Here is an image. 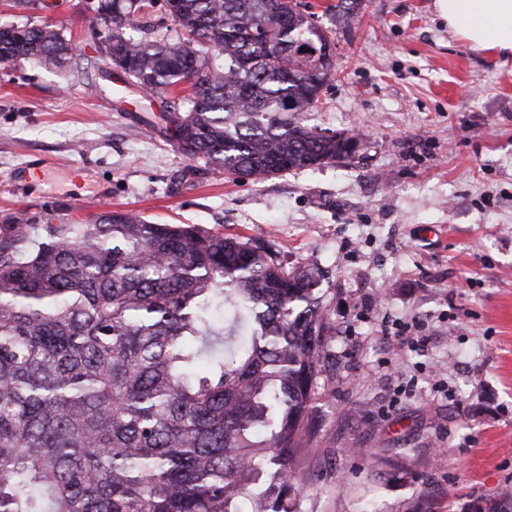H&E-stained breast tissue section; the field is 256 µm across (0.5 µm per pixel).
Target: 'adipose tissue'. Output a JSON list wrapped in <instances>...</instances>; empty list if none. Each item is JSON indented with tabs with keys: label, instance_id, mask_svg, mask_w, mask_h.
<instances>
[{
	"label": "adipose tissue",
	"instance_id": "obj_1",
	"mask_svg": "<svg viewBox=\"0 0 512 512\" xmlns=\"http://www.w3.org/2000/svg\"><path fill=\"white\" fill-rule=\"evenodd\" d=\"M448 28L470 45L492 53H512V0H437Z\"/></svg>",
	"mask_w": 512,
	"mask_h": 512
}]
</instances>
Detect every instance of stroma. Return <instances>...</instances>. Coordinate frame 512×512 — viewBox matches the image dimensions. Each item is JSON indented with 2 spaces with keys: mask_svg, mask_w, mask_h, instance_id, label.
<instances>
[{
  "mask_svg": "<svg viewBox=\"0 0 512 512\" xmlns=\"http://www.w3.org/2000/svg\"><path fill=\"white\" fill-rule=\"evenodd\" d=\"M304 2L336 46L305 118L360 133L349 158L238 180L182 156L139 91L0 63V215L132 211L317 261L336 335L301 512H475L512 489V57L435 0ZM36 21L85 46L101 26L87 0Z\"/></svg>",
  "mask_w": 512,
  "mask_h": 512,
  "instance_id": "35a3bbf8",
  "label": "stroma"
}]
</instances>
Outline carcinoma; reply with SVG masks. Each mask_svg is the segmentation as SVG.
<instances>
[{
	"instance_id": "obj_1",
	"label": "carcinoma",
	"mask_w": 512,
	"mask_h": 512,
	"mask_svg": "<svg viewBox=\"0 0 512 512\" xmlns=\"http://www.w3.org/2000/svg\"><path fill=\"white\" fill-rule=\"evenodd\" d=\"M106 2L112 55L187 159L260 181L355 152L304 119L335 45L300 0H164L166 23ZM18 60L110 77L29 20L0 25V62ZM328 274L132 212L0 218V512H301Z\"/></svg>"
}]
</instances>
